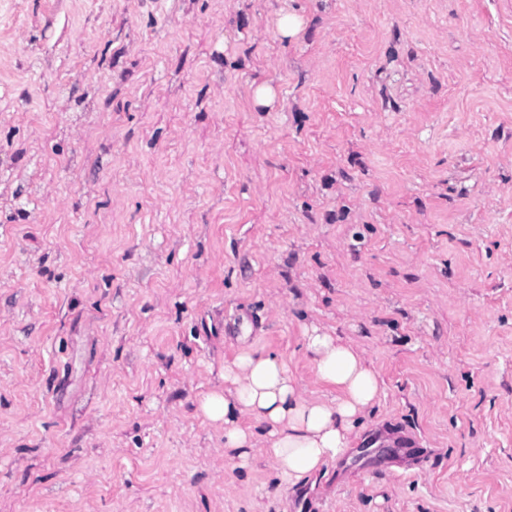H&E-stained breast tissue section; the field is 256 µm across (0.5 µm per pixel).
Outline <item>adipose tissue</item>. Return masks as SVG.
<instances>
[{"mask_svg": "<svg viewBox=\"0 0 512 512\" xmlns=\"http://www.w3.org/2000/svg\"><path fill=\"white\" fill-rule=\"evenodd\" d=\"M304 348L333 397H304L279 355L245 350L225 366L223 391L200 404L207 419L223 422L225 453L244 463L267 455L292 485L346 455L383 394L378 372L357 345L314 329Z\"/></svg>", "mask_w": 512, "mask_h": 512, "instance_id": "1", "label": "adipose tissue"}]
</instances>
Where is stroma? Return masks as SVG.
<instances>
[{"label": "stroma", "instance_id": "stroma-1", "mask_svg": "<svg viewBox=\"0 0 512 512\" xmlns=\"http://www.w3.org/2000/svg\"><path fill=\"white\" fill-rule=\"evenodd\" d=\"M314 326L293 486L200 403ZM0 512H512V0H0ZM303 340L319 381L336 396L306 398L279 355L244 350L224 368V392L200 404L207 419L224 423L225 454L242 466L265 454L292 485L346 455L383 394L378 372L357 345L316 327Z\"/></svg>", "mask_w": 512, "mask_h": 512}]
</instances>
